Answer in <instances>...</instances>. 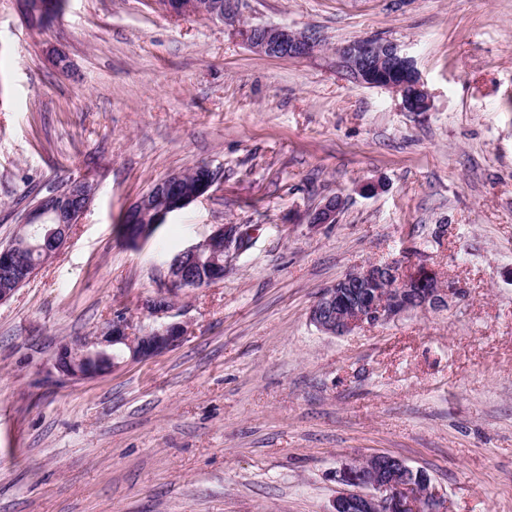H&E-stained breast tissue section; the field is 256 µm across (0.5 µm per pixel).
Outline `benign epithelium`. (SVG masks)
Here are the masks:
<instances>
[{
    "mask_svg": "<svg viewBox=\"0 0 512 512\" xmlns=\"http://www.w3.org/2000/svg\"><path fill=\"white\" fill-rule=\"evenodd\" d=\"M171 17L207 14L220 20L226 17L224 2L214 0L203 8L199 0H153ZM23 18L52 11L55 0H16ZM241 34L249 49L261 56L278 59H305L321 46L320 36L281 25H243ZM339 67L356 83L389 88L401 96L408 112H425L430 99L414 60L392 42L376 38H357L336 49ZM207 174L189 192L180 190L183 175L173 173L157 182L128 207L133 223L131 238H149L168 218L207 195L219 180V172L204 166ZM94 196V185L85 179L69 181L63 190L30 207L19 227L25 240L37 241L43 258L50 259L68 243L74 225L80 223ZM338 199L331 197L311 212V224H334ZM248 239L239 224H218L201 243L184 250L192 262L208 255L207 276L212 283L224 277V256L246 248ZM11 242L0 247V272L16 274L19 281L30 280L37 268L17 270ZM184 275L180 265L169 264L166 294L198 287ZM464 294V288L441 277L437 268L425 260L384 263L368 262L323 288L309 310L308 320L318 331L330 336H345L358 328L388 323L413 311L436 310ZM155 324L137 336L131 335L127 321L116 317L98 333L77 343L58 348L53 368L70 380H89L128 362L146 361L168 352L187 335L185 324L166 321L171 309L158 298L147 301ZM342 488L332 499L328 512H444L442 500L431 479L420 469L385 453L342 461L335 472Z\"/></svg>",
    "mask_w": 512,
    "mask_h": 512,
    "instance_id": "benign-epithelium-1",
    "label": "benign epithelium"
}]
</instances>
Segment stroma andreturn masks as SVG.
<instances>
[{
	"label": "stroma",
	"mask_w": 512,
	"mask_h": 512,
	"mask_svg": "<svg viewBox=\"0 0 512 512\" xmlns=\"http://www.w3.org/2000/svg\"><path fill=\"white\" fill-rule=\"evenodd\" d=\"M226 9L66 0L35 31L0 0V245L38 191L97 186L68 244L0 304V512H328L341 461L375 453L426 471L447 512H512V0ZM242 21L326 46L263 57ZM359 37L414 57L429 111L337 69ZM201 163L223 173L209 195L126 244L127 206ZM333 196L335 223H308ZM218 224L252 243L177 299L178 347L58 376L61 342L116 315L150 325L169 261ZM421 258L464 296L341 337L310 325L353 268ZM210 5L204 9L199 0H153L162 12L171 17H183L190 15L207 14L224 21L228 14L224 12L225 0H210Z\"/></svg>",
	"instance_id": "1"
}]
</instances>
